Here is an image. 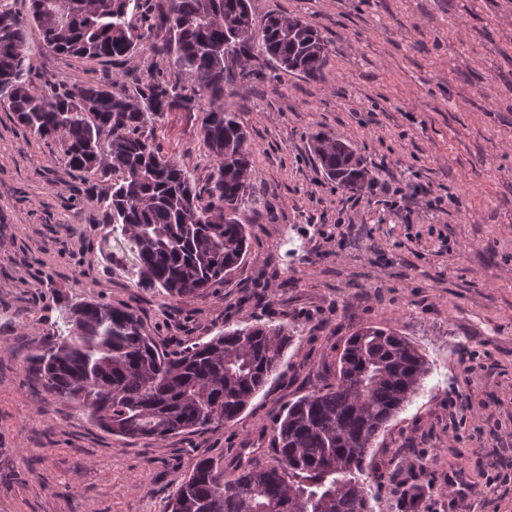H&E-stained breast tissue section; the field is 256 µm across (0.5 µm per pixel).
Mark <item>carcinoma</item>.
<instances>
[{"mask_svg": "<svg viewBox=\"0 0 512 512\" xmlns=\"http://www.w3.org/2000/svg\"><path fill=\"white\" fill-rule=\"evenodd\" d=\"M56 2L30 0L21 16L0 0V106L33 136L58 138L83 180L106 183L96 201L120 242L109 256L136 287L179 299L223 282L247 257L240 212L260 203L250 193L256 170L248 130L224 106V61L256 52L317 81L329 55L321 32L278 14L258 29L251 0H161L155 8L151 0H67L64 16ZM150 40L166 67L137 80L131 94L112 92L109 82L51 95L31 84L29 60L43 48L120 65ZM177 108L202 114L200 135L213 162L202 185L154 138L155 125ZM311 149L336 186L372 180L350 141L318 132ZM110 174L118 178L108 183ZM61 313L64 329L31 364L93 424L131 438L164 440L236 420L280 374L293 341L288 324L263 323L170 352L129 308L91 300ZM428 372L426 356L397 330H357L339 356L336 383L276 418L274 465L243 466L226 478L201 457L178 484L170 512H369L368 451Z\"/></svg>", "mask_w": 512, "mask_h": 512, "instance_id": "carcinoma-1", "label": "carcinoma"}]
</instances>
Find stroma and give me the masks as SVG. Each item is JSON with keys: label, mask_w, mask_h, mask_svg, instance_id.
<instances>
[{"label": "stroma", "mask_w": 512, "mask_h": 512, "mask_svg": "<svg viewBox=\"0 0 512 512\" xmlns=\"http://www.w3.org/2000/svg\"><path fill=\"white\" fill-rule=\"evenodd\" d=\"M317 26L321 80L246 60L224 103L250 131L249 249L230 280L168 300L132 286L106 256L110 225L59 142L0 109V512H167L198 457L225 475L275 462L276 417L336 380L360 327L398 329L424 352L422 389L367 460L372 512H512V0H252ZM149 46L111 64L43 50L33 85L92 79L128 93L160 67ZM200 114L176 109L154 136L198 181L212 162ZM352 142L375 180L321 175L309 137ZM137 311L170 349L223 328L285 322L286 366L235 421L164 440L127 439L45 389L29 358L63 302Z\"/></svg>", "instance_id": "stroma-1"}]
</instances>
